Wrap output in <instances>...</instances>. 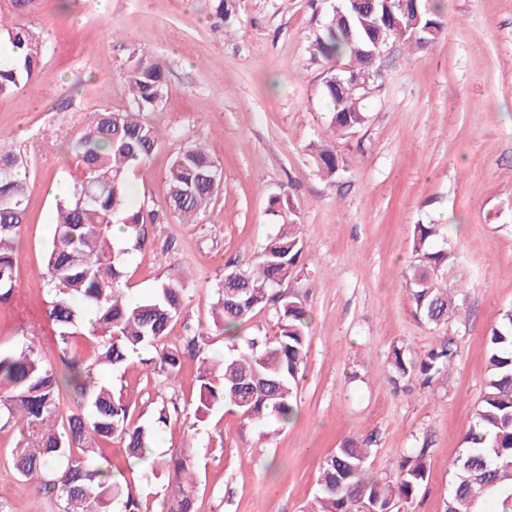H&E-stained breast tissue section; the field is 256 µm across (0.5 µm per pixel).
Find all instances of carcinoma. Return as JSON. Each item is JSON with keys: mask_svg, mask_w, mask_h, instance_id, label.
<instances>
[{"mask_svg": "<svg viewBox=\"0 0 512 512\" xmlns=\"http://www.w3.org/2000/svg\"><path fill=\"white\" fill-rule=\"evenodd\" d=\"M343 16L331 17L311 46L329 63L323 95L331 108L334 137L353 136L368 121L361 95L383 82L382 52L394 40L416 48L432 44L443 23L429 0H339ZM7 54L0 56V95H11L33 79L43 53L40 35L31 28L8 25L0 16ZM126 83L131 95L123 111L94 113L72 147L80 176L56 205L52 240L46 252L47 319L54 325L52 355L28 338L0 349V429L19 431L12 467L39 488L57 491L59 512H149L140 491L103 455L101 445H124L129 462L149 459L155 430L169 424L167 405L153 423H133L130 405L100 373L120 369L135 354L146 371L177 381L182 359L198 362L193 416L207 419L222 407L253 424L270 419L287 422L295 412L307 354L308 312L302 302L277 290L303 256L305 242L293 218H281L251 267L229 266L215 288L222 318L216 331L232 342L219 358L211 355L201 333L184 348L165 343L170 324L189 300L190 283L169 274L150 294L134 297L125 288L130 253L146 247L145 226L158 214L133 201L130 172L146 166L159 138L143 113L158 109L168 94L162 63L149 55L130 59ZM319 170L328 178L341 165L335 145L312 144ZM219 170L206 146L190 141L170 163L165 209L183 224H194L219 188L205 174ZM27 171L17 154L0 152V303L18 292L15 245L27 208ZM124 237L112 236V225ZM415 261L405 276L415 315L437 327L464 309L463 285L451 277L457 251L440 224H415ZM275 307L274 324L237 345L231 331L253 314ZM84 342L87 352L76 346ZM487 381L463 448L449 466L452 479L444 512H478L485 496L498 497L495 512H512V310L500 313L486 336ZM455 356L445 341L415 362L393 349L395 377L423 376L429 383ZM371 449L347 440L325 458L317 491L302 512H388L396 502H410L428 475L425 449L401 460L395 477L369 473ZM165 477L166 512H193L197 474L192 461L172 455L150 466Z\"/></svg>", "mask_w": 512, "mask_h": 512, "instance_id": "1", "label": "carcinoma"}]
</instances>
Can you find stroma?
Instances as JSON below:
<instances>
[{
    "label": "stroma",
    "mask_w": 512,
    "mask_h": 512,
    "mask_svg": "<svg viewBox=\"0 0 512 512\" xmlns=\"http://www.w3.org/2000/svg\"><path fill=\"white\" fill-rule=\"evenodd\" d=\"M0 0V15L39 31L36 77L0 96V150L24 155L28 208L17 244L19 293L0 304V347L35 334L52 346L44 310L45 248L56 193L79 174L69 142L91 113L126 109L128 57L164 66L169 92L146 120L160 146L132 175L134 200L161 204L166 171L185 139L203 141L223 186L199 223L173 215L147 225L148 246L128 268L131 294L169 270L194 288L166 341L180 346L216 317L208 290L227 263L246 268L274 234V196L289 198L307 248L282 294L309 313L308 353L291 422L243 424L216 409L205 423L172 416L157 456L181 453L196 468L197 512H302L324 458L345 440H369L374 476L426 448L429 475L408 512H443L451 475L486 383L485 335L512 309V0H437L445 23L424 49L388 44L383 86L367 123L337 141L338 177L317 171L308 146L326 134V63L310 44L335 0H233L229 24L214 0ZM444 224L466 291L461 316L435 328L413 311L403 271L415 224ZM452 339L456 356L429 385L394 380L393 348L421 359ZM197 364L179 381L144 378L139 363L106 373L134 421L162 402L193 403ZM16 431L0 430V512H58L57 496L15 474Z\"/></svg>",
    "instance_id": "stroma-1"
}]
</instances>
